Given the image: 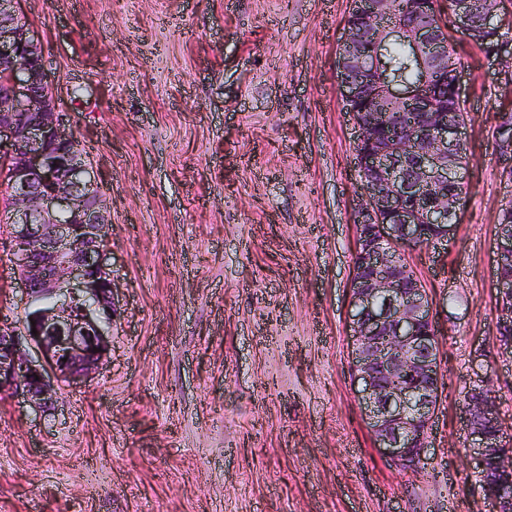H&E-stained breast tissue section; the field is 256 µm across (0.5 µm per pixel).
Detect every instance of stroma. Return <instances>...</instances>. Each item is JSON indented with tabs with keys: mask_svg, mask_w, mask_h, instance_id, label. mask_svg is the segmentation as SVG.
<instances>
[{
	"mask_svg": "<svg viewBox=\"0 0 512 512\" xmlns=\"http://www.w3.org/2000/svg\"><path fill=\"white\" fill-rule=\"evenodd\" d=\"M350 7L18 0L101 184L116 292L107 355L54 417L0 397V512H489L460 392L488 377L512 434L498 68L457 37L467 196L447 246L409 257L444 379L424 467L403 471L375 450L350 370ZM497 224L499 225L494 238L498 271L494 284L496 324L501 329L510 330L512 326V200L501 204ZM509 330L501 331L497 328L499 337L496 335V338L500 340H496V346L512 353V331Z\"/></svg>",
	"mask_w": 512,
	"mask_h": 512,
	"instance_id": "stroma-1",
	"label": "stroma"
}]
</instances>
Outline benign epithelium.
<instances>
[{
  "label": "benign epithelium",
  "mask_w": 512,
  "mask_h": 512,
  "mask_svg": "<svg viewBox=\"0 0 512 512\" xmlns=\"http://www.w3.org/2000/svg\"><path fill=\"white\" fill-rule=\"evenodd\" d=\"M0 0V63L13 68L0 87V158L10 163L8 243L13 274L26 312L22 328L0 326V387L15 402L43 415L55 410L56 388L93 379L112 329V270L108 264L110 224L101 187L82 148L69 142L56 111L43 54L29 27ZM392 0H352L366 13L365 25H348L336 62L345 109L353 117L355 143L377 125L378 114L354 109L361 86L342 80L358 66L375 95L397 107L421 101V85L384 67L382 47L408 36L413 65L428 75L445 65L448 41L432 25L405 29L390 10ZM456 26L488 59L512 57V32L489 12L471 22L473 0H451ZM495 29L498 41L484 40ZM369 41L368 57L359 55ZM466 123L433 112L423 125L406 129L402 141L369 150L357 168L368 171L361 201L353 210L357 251L351 279L352 380L374 447L394 466L410 470L425 457L439 408L443 368L432 299L399 252L421 241L435 249L456 231L465 200L448 202V185L465 184ZM425 149L417 151L416 144ZM30 244L26 249L15 243ZM494 284L498 327H512V225L500 224L494 238ZM46 296L56 302L41 303ZM37 334H32V331ZM35 356L20 352L22 341ZM468 435L478 445L475 469L486 481L490 463L504 478L488 495L495 512L512 509V444L503 441L499 401L486 386L468 389Z\"/></svg>",
  "instance_id": "obj_1"
}]
</instances>
